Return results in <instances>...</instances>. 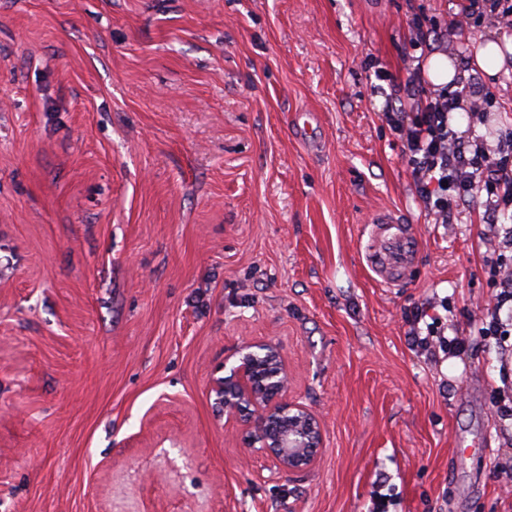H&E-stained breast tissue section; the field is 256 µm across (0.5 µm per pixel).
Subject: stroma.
Instances as JSON below:
<instances>
[{
    "label": "stroma",
    "instance_id": "obj_1",
    "mask_svg": "<svg viewBox=\"0 0 512 512\" xmlns=\"http://www.w3.org/2000/svg\"><path fill=\"white\" fill-rule=\"evenodd\" d=\"M460 0H0V512H512V343L484 339L485 195L437 223L382 117L444 54L512 125V59L471 67ZM418 242L396 285L370 220ZM469 346L420 349L428 326ZM277 343L320 418L310 471L225 431L214 388ZM488 455L455 463L459 442Z\"/></svg>",
    "mask_w": 512,
    "mask_h": 512
}]
</instances>
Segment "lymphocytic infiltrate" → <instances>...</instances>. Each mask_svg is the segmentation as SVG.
<instances>
[{"mask_svg": "<svg viewBox=\"0 0 512 512\" xmlns=\"http://www.w3.org/2000/svg\"><path fill=\"white\" fill-rule=\"evenodd\" d=\"M406 102L388 107L384 118L404 142L411 176L427 209L447 221L453 207L473 190L486 192L493 214L512 210V127L495 149L469 141L450 120L460 106L457 92L426 96L418 75L405 84Z\"/></svg>", "mask_w": 512, "mask_h": 512, "instance_id": "1", "label": "lymphocytic infiltrate"}]
</instances>
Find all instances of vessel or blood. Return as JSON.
<instances>
[{"mask_svg":"<svg viewBox=\"0 0 512 512\" xmlns=\"http://www.w3.org/2000/svg\"><path fill=\"white\" fill-rule=\"evenodd\" d=\"M374 235L376 248L368 256L370 268L386 284L401 281L414 263L417 241L406 225L400 224L395 215L381 213L376 219Z\"/></svg>","mask_w":512,"mask_h":512,"instance_id":"b4317fda","label":"vessel or blood"}]
</instances>
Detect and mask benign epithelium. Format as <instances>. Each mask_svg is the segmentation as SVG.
Listing matches in <instances>:
<instances>
[{"mask_svg": "<svg viewBox=\"0 0 512 512\" xmlns=\"http://www.w3.org/2000/svg\"><path fill=\"white\" fill-rule=\"evenodd\" d=\"M234 363L216 394L224 427L241 435L277 473L314 468L324 447L318 417L288 393L289 371L280 346L244 342L233 349Z\"/></svg>", "mask_w": 512, "mask_h": 512, "instance_id": "7a95c632", "label": "benign epithelium"}]
</instances>
